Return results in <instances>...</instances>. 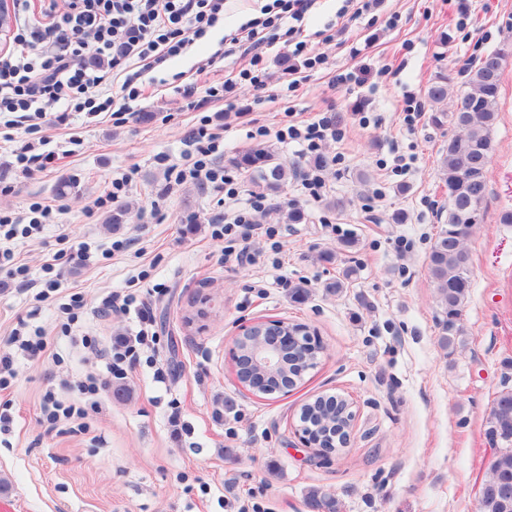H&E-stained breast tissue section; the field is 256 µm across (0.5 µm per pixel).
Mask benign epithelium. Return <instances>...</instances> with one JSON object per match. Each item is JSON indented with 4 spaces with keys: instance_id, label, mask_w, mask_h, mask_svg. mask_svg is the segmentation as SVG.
I'll list each match as a JSON object with an SVG mask.
<instances>
[{
    "instance_id": "1",
    "label": "benign epithelium",
    "mask_w": 512,
    "mask_h": 512,
    "mask_svg": "<svg viewBox=\"0 0 512 512\" xmlns=\"http://www.w3.org/2000/svg\"><path fill=\"white\" fill-rule=\"evenodd\" d=\"M320 352L322 345L307 325L270 320L258 332L253 323L243 326L234 337L230 356L237 380L247 391L286 396L292 386L283 358H289L298 370L307 371L317 364ZM354 422L352 404L335 396L323 409L320 423H304L295 429V434L304 447L329 459L350 444Z\"/></svg>"
}]
</instances>
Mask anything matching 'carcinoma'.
Masks as SVG:
<instances>
[{
  "mask_svg": "<svg viewBox=\"0 0 512 512\" xmlns=\"http://www.w3.org/2000/svg\"><path fill=\"white\" fill-rule=\"evenodd\" d=\"M498 52L488 54L468 71L469 91L460 98L463 108L448 113L437 105L448 99V77L439 75L427 88L435 106L431 122L443 127L453 122L459 132L448 139L439 160V176L448 195V219L428 254V273L442 310L441 348L454 351L465 343L462 309L471 288L470 254L464 240L483 217L487 196L486 164L493 143L490 131L497 120L501 89ZM231 163L256 185L276 191L288 180L290 169L264 148L246 150ZM485 435L494 449L479 491L477 512H512V390L493 400Z\"/></svg>",
  "mask_w": 512,
  "mask_h": 512,
  "instance_id": "obj_1",
  "label": "carcinoma"
}]
</instances>
